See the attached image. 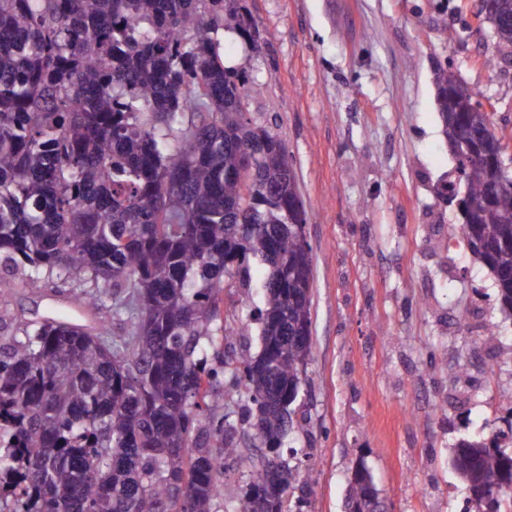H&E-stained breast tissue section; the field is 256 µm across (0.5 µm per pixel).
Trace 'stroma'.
Listing matches in <instances>:
<instances>
[{"label": "stroma", "mask_w": 512, "mask_h": 512, "mask_svg": "<svg viewBox=\"0 0 512 512\" xmlns=\"http://www.w3.org/2000/svg\"><path fill=\"white\" fill-rule=\"evenodd\" d=\"M262 42L225 41L247 101L292 155L315 255L312 355L291 447L312 456L304 512H348L358 466L388 512H451L469 495L451 466L460 439L512 424V319L472 254L448 250L455 208L440 193L456 163L432 71L458 70L512 144V64L475 0H247ZM0 334L47 317L112 322L53 279L34 289L0 273ZM496 339L483 341L487 322Z\"/></svg>", "instance_id": "stroma-1"}]
</instances>
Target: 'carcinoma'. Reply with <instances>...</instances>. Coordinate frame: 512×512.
I'll return each instance as SVG.
<instances>
[{
  "instance_id": "carcinoma-1",
  "label": "carcinoma",
  "mask_w": 512,
  "mask_h": 512,
  "mask_svg": "<svg viewBox=\"0 0 512 512\" xmlns=\"http://www.w3.org/2000/svg\"><path fill=\"white\" fill-rule=\"evenodd\" d=\"M497 44L512 58V0H496ZM259 46L242 0H0V269L32 288L88 284L112 294L108 344L46 319L0 339V512H292L298 469L275 480L250 465L224 499L225 423L253 436L304 429L279 398L307 380L313 248L293 157L251 124L245 71L219 34ZM477 88L438 98L448 136L498 139ZM467 175L468 249L512 312V177ZM269 273L256 320L282 346L269 374L234 341L250 320L220 317L224 283L247 287L250 257ZM247 399L237 419L224 399ZM451 463L485 512L512 499V456L462 439ZM349 499L368 505L367 470ZM296 500H290V497Z\"/></svg>"
}]
</instances>
